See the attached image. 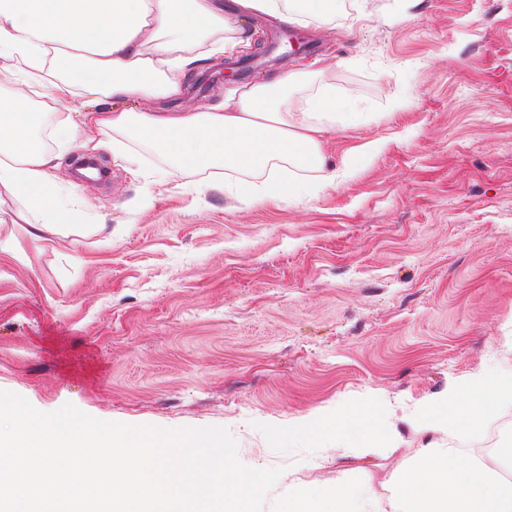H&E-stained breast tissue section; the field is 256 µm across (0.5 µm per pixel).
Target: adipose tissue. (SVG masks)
<instances>
[{
	"mask_svg": "<svg viewBox=\"0 0 512 512\" xmlns=\"http://www.w3.org/2000/svg\"><path fill=\"white\" fill-rule=\"evenodd\" d=\"M246 11L307 25L334 16L336 0H236ZM215 0H0V56L16 59L23 80L46 89L41 106L28 97L0 92V215L8 199L27 201L30 234H56L63 201L50 176L55 150L78 145L92 157L104 148L126 159L131 142L151 134L153 148L183 173L225 171L254 175L297 168L336 182L325 135L336 122L365 120L354 102L312 89L311 77L285 73L274 82L228 90L223 105L205 112L89 111L83 94L115 100L166 99L179 94L178 75L194 48L211 52L242 44ZM308 88L304 106L291 103L289 88ZM53 124H46L47 114ZM94 135L79 137V125ZM468 391L476 403L450 420L445 408ZM512 408V373L486 369L465 386L449 385L438 401L423 405L422 430L449 435L479 433L482 413ZM378 512H512V482L480 467H460L452 453L425 448L418 466L402 469L387 507Z\"/></svg>",
	"mask_w": 512,
	"mask_h": 512,
	"instance_id": "obj_1",
	"label": "adipose tissue"
}]
</instances>
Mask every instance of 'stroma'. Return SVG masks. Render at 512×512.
<instances>
[{"instance_id":"stroma-1","label":"stroma","mask_w":512,"mask_h":512,"mask_svg":"<svg viewBox=\"0 0 512 512\" xmlns=\"http://www.w3.org/2000/svg\"><path fill=\"white\" fill-rule=\"evenodd\" d=\"M224 14L246 44L185 67L178 97L85 101L201 112L301 69L369 115L326 136L347 178L303 171L305 190L262 200L144 140L127 160L100 151L110 180L82 185L72 232L0 224L31 261L0 258V389L44 412L227 428L244 465L282 471L263 512L300 484L382 497L419 449L451 444L416 430L423 401L512 370V0H340L274 53L268 16ZM457 456L512 467V410Z\"/></svg>"}]
</instances>
